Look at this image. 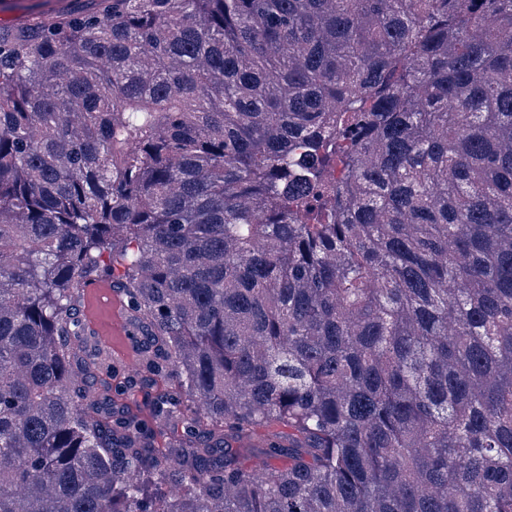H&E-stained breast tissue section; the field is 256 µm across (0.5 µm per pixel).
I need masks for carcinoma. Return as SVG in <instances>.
<instances>
[{
  "instance_id": "cac0c4a2",
  "label": "carcinoma",
  "mask_w": 512,
  "mask_h": 512,
  "mask_svg": "<svg viewBox=\"0 0 512 512\" xmlns=\"http://www.w3.org/2000/svg\"><path fill=\"white\" fill-rule=\"evenodd\" d=\"M109 280L196 446L114 414L132 379L87 401ZM0 512H512V0L0 32Z\"/></svg>"
}]
</instances>
